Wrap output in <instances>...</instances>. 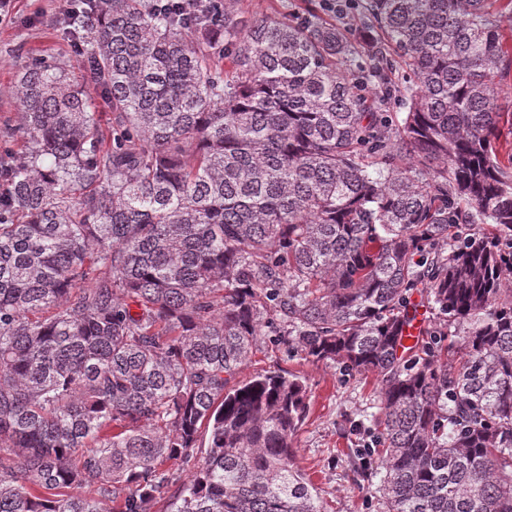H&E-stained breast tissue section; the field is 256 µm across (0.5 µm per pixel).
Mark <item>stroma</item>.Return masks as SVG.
Wrapping results in <instances>:
<instances>
[{
    "instance_id": "stroma-1",
    "label": "stroma",
    "mask_w": 512,
    "mask_h": 512,
    "mask_svg": "<svg viewBox=\"0 0 512 512\" xmlns=\"http://www.w3.org/2000/svg\"><path fill=\"white\" fill-rule=\"evenodd\" d=\"M63 0H14L0 21V156L18 151L15 131L19 105L10 93L28 60L57 61L72 74L80 67L75 48L63 40L53 22ZM286 372L307 385L309 412L294 437L297 462L321 493L325 512H379V475L360 476L353 460L361 449L375 447L378 430V382L340 365L316 363L291 354L264 337L242 378Z\"/></svg>"
}]
</instances>
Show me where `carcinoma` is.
<instances>
[{
    "mask_svg": "<svg viewBox=\"0 0 512 512\" xmlns=\"http://www.w3.org/2000/svg\"><path fill=\"white\" fill-rule=\"evenodd\" d=\"M235 2L218 27L177 0H73L86 80L22 69L0 512H150L180 470L169 512H324L293 445L305 383L237 380L266 328L376 377L380 512H512V0H354L375 40ZM415 293L439 317L409 337Z\"/></svg>",
    "mask_w": 512,
    "mask_h": 512,
    "instance_id": "cac0c4a2",
    "label": "carcinoma"
}]
</instances>
